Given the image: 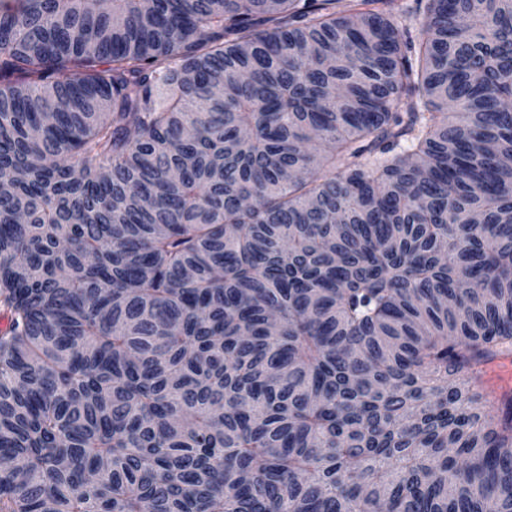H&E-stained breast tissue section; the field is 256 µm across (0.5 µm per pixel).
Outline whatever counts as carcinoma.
I'll list each match as a JSON object with an SVG mask.
<instances>
[{"instance_id":"cac0c4a2","label":"carcinoma","mask_w":512,"mask_h":512,"mask_svg":"<svg viewBox=\"0 0 512 512\" xmlns=\"http://www.w3.org/2000/svg\"><path fill=\"white\" fill-rule=\"evenodd\" d=\"M416 3L0 0V512H512V0ZM491 381L501 393H510L512 389L511 357H504L494 362L489 369Z\"/></svg>"}]
</instances>
